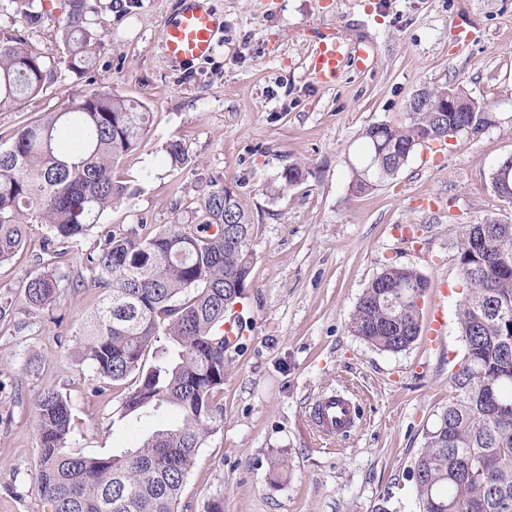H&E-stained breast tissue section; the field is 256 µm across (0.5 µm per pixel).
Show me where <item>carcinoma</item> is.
<instances>
[{
    "mask_svg": "<svg viewBox=\"0 0 512 512\" xmlns=\"http://www.w3.org/2000/svg\"><path fill=\"white\" fill-rule=\"evenodd\" d=\"M99 35L84 0H66L63 63L83 75L93 66ZM51 69L21 36L0 37V104L43 91ZM431 88L422 112L403 126L372 124L353 166L352 188L363 192L394 176L416 150L478 119L442 111L448 92ZM149 123L145 105L96 91L12 133L0 146V263L15 257L34 224L47 228L44 268L23 279L28 308L58 299L61 276L55 241L98 229L87 256L94 285L107 289L79 328V354L101 379L99 391L132 376L119 420L147 412L177 420L147 431L121 454L70 453L71 408L55 389L36 402L40 470L35 491L50 512H178L184 482L205 439L224 424L214 393L224 385V325L251 274L253 218L237 189L206 182L186 224L161 230L141 223L125 233L100 223L106 210L137 188L114 177L123 156L138 148ZM171 168L188 162L181 141L165 147ZM292 164L277 191L305 181ZM491 186L512 197V157L497 163ZM463 297L457 329L464 344L451 374L453 399L426 432L409 472L420 512H512V223L487 217L456 226ZM428 280L413 268L388 264L357 302L351 330L375 348L398 353L420 336V302ZM174 347L159 363L142 357L159 335Z\"/></svg>",
    "mask_w": 512,
    "mask_h": 512,
    "instance_id": "carcinoma-1",
    "label": "carcinoma"
}]
</instances>
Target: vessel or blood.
<instances>
[{"mask_svg":"<svg viewBox=\"0 0 512 512\" xmlns=\"http://www.w3.org/2000/svg\"><path fill=\"white\" fill-rule=\"evenodd\" d=\"M224 25L211 0H182L162 26L161 44L165 55L177 63L191 64L210 58L216 35ZM365 64L369 46L364 41L347 42L332 35H321L310 61L309 71L323 84L335 81L341 65L348 59ZM362 418L360 404L336 393L319 397L313 407L314 430L326 439L349 434Z\"/></svg>","mask_w":512,"mask_h":512,"instance_id":"1","label":"vessel or blood"}]
</instances>
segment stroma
I'll use <instances>...</instances> for the list:
<instances>
[{
    "instance_id": "obj_1",
    "label": "stroma",
    "mask_w": 512,
    "mask_h": 512,
    "mask_svg": "<svg viewBox=\"0 0 512 512\" xmlns=\"http://www.w3.org/2000/svg\"><path fill=\"white\" fill-rule=\"evenodd\" d=\"M179 0H85L106 25L93 67L75 76L61 62L64 14L28 27L0 0V33L23 36L54 76L39 95L0 106V136L93 91L143 103L150 123L141 146L117 165L137 194L107 210L114 229L188 220L199 188L213 179L238 186L254 215L253 267L230 311L245 332L224 355L217 400L224 425L209 436L183 485L178 512H418L407 478L425 435L453 393L463 357L456 326L461 271L451 229L493 216L512 222V203L491 187L494 165L512 156V0H213L224 26L208 60L178 64L161 46L165 17ZM370 42L366 66L345 65L335 84L309 77L322 32ZM463 88L490 113L482 132L417 150L367 193L350 188L375 123L401 125L421 89ZM181 140L190 157L171 168L163 148ZM308 178L271 195L291 164ZM46 228L31 227L23 252L0 264V512H48L38 475L34 401L60 391L71 404V452L85 456L132 447L142 423L118 420L125 389L96 395V374L77 357L76 333L104 297L89 283L95 234L65 243L60 260L81 287L61 285L53 309L28 310L20 287L45 256ZM417 269L429 288L420 307L441 306L438 337L422 332L399 353L355 336L350 322L384 265ZM331 390L364 409L358 428L326 446L309 428L316 396Z\"/></svg>"
}]
</instances>
